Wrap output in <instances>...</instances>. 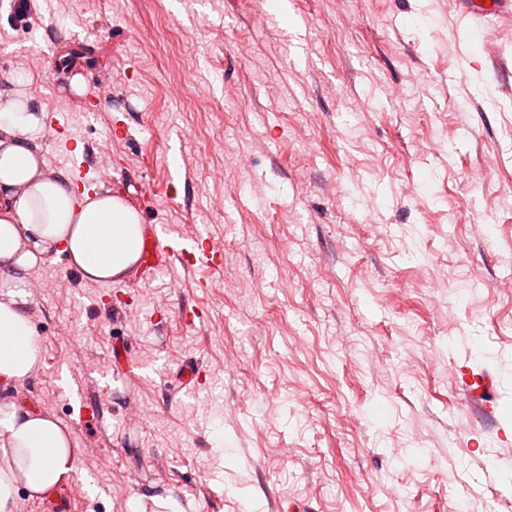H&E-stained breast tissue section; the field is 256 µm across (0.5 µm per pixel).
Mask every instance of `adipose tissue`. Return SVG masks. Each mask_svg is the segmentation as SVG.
Here are the masks:
<instances>
[{"instance_id": "1", "label": "adipose tissue", "mask_w": 512, "mask_h": 512, "mask_svg": "<svg viewBox=\"0 0 512 512\" xmlns=\"http://www.w3.org/2000/svg\"><path fill=\"white\" fill-rule=\"evenodd\" d=\"M44 115L26 98L0 102V384H20L42 351L28 314L30 272L57 250L88 282H118L139 257V213L111 191L79 193L71 175L45 173ZM79 454L55 418L0 404V512L19 492L43 498L73 481Z\"/></svg>"}]
</instances>
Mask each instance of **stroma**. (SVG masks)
<instances>
[{
    "label": "stroma",
    "instance_id": "35a3bbf8",
    "mask_svg": "<svg viewBox=\"0 0 512 512\" xmlns=\"http://www.w3.org/2000/svg\"><path fill=\"white\" fill-rule=\"evenodd\" d=\"M0 50L1 93L160 194L143 223L223 248L217 271L113 284L115 314L65 254L31 272L50 280L29 307L43 360L6 398L68 427L99 489L79 512L141 494L184 512H512V420L460 390L484 368L512 403V4L33 0L24 24L0 0ZM80 74L111 79L100 112L76 106ZM119 341L141 362L125 385ZM64 372L101 427L72 413Z\"/></svg>",
    "mask_w": 512,
    "mask_h": 512
}]
</instances>
